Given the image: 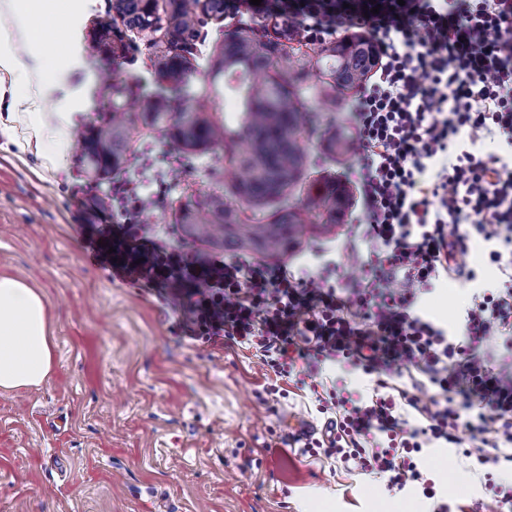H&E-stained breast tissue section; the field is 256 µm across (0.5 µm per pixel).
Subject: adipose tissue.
<instances>
[{
  "mask_svg": "<svg viewBox=\"0 0 512 512\" xmlns=\"http://www.w3.org/2000/svg\"><path fill=\"white\" fill-rule=\"evenodd\" d=\"M52 365L44 297L22 280L0 275V390L40 386Z\"/></svg>",
  "mask_w": 512,
  "mask_h": 512,
  "instance_id": "adipose-tissue-1",
  "label": "adipose tissue"
}]
</instances>
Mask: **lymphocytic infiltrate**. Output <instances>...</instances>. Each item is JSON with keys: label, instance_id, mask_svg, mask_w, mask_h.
Listing matches in <instances>:
<instances>
[{"label": "lymphocytic infiltrate", "instance_id": "lymphocytic-infiltrate-1", "mask_svg": "<svg viewBox=\"0 0 512 512\" xmlns=\"http://www.w3.org/2000/svg\"><path fill=\"white\" fill-rule=\"evenodd\" d=\"M283 37L311 42L344 30L374 39L377 67L351 108L359 149L349 170L362 200L350 246L362 277L339 293L336 267L294 276L222 254L159 248L142 233L136 186L116 183L122 222L89 237L95 257L122 278L188 301L192 332L252 352L274 374L267 393L325 363L374 376L368 399L319 397L325 437L307 452L385 477L392 491L421 489L432 512H463L421 464L423 449H463L479 465H512V0H224ZM489 243L499 288L474 295L462 339L416 310L435 281L473 280L470 245ZM421 371L429 400L387 390L393 362ZM410 407L425 420L409 429Z\"/></svg>", "mask_w": 512, "mask_h": 512}]
</instances>
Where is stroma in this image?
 <instances>
[{
	"label": "stroma",
	"mask_w": 512,
	"mask_h": 512,
	"mask_svg": "<svg viewBox=\"0 0 512 512\" xmlns=\"http://www.w3.org/2000/svg\"><path fill=\"white\" fill-rule=\"evenodd\" d=\"M109 12L110 0H57L52 12L27 14L0 0V26L16 41L32 26L47 32L38 107L50 118L69 113L73 134L111 115L114 79L141 80L149 95L157 88L147 46L114 63L90 53ZM235 25H208L188 88L209 94L220 118L237 106L208 59ZM176 153L161 136L133 137L120 179L147 199L165 187L172 200L212 189L214 169L229 165L219 148L160 171L146 164ZM108 188L87 172L76 145L49 160L23 114L0 130V274L44 296L53 351L39 387L0 392V512H429L421 493H394L335 458L302 454L288 434L292 417L322 427L316 396L331 386L367 398L369 376L331 368L286 383V396L264 394L267 379L251 352L192 339L187 304L115 278L93 259L79 227L94 223L92 205ZM360 211L352 203L342 224L306 236L283 265L336 260L341 284L355 285L361 270L344 253ZM488 251L480 242L467 258L475 281L440 279L418 301L451 339L460 337L473 293L500 285ZM426 467L437 485L458 481L455 500L466 512H492L486 478L512 481V472L485 473L452 448L432 449Z\"/></svg>",
	"instance_id": "stroma-1"
}]
</instances>
